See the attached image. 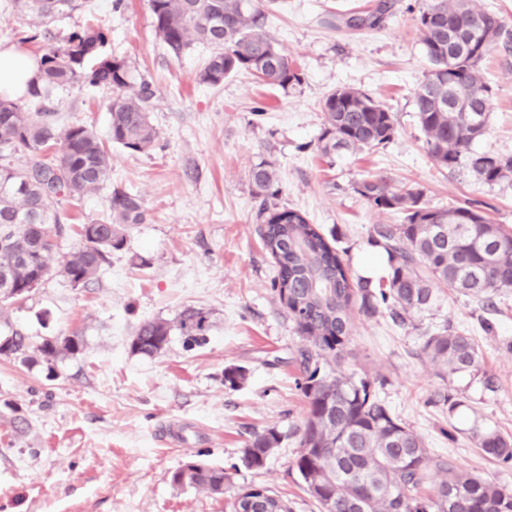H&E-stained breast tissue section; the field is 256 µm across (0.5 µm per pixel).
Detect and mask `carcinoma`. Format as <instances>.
<instances>
[{"mask_svg":"<svg viewBox=\"0 0 512 512\" xmlns=\"http://www.w3.org/2000/svg\"><path fill=\"white\" fill-rule=\"evenodd\" d=\"M275 0H149L156 37L176 57L195 45L211 49L199 71L202 83L217 87L228 76L249 72L283 88L301 81L295 60L285 54L267 29V12ZM32 16L46 20L73 7L72 0H24ZM387 0L342 15L347 28L374 29L390 15ZM431 69L417 87L414 106L433 165L454 172L465 168L489 185L512 176V157L478 153L474 143L487 131L492 88L482 72L490 50L512 51V27L495 12L475 7L472 0H426L416 17ZM106 35L96 24L70 32L48 45L43 71L31 85L28 99H0V226L14 224L12 244L0 246V275L26 286L52 269L73 287L89 284L119 249L131 224H143L146 211L140 196L115 186L108 215L80 225L79 245L60 257L59 241L65 206L98 191L111 179V156L99 137L81 123L58 126L48 107L52 91L61 86L90 84L112 90L108 111L109 137L129 153L154 146L158 132L150 121L153 91L133 75L129 63L102 53ZM323 128L318 138L323 154L338 150H376L394 137L395 115L382 102L352 88H339L321 103ZM58 151L47 155L52 147ZM36 155L18 166L14 154ZM256 187L269 191L274 170L253 171ZM355 191L373 208L396 211L399 224H376L372 242L386 252L390 273L371 287L355 282L343 259L316 225L297 210L263 205L261 237L276 264L273 291L303 340L291 361L301 370L298 383L307 416L298 429L294 461L303 489L319 512H512V491L481 476L460 473L449 459L432 454L422 437L381 400L370 379L346 371L351 316L384 308L391 320L407 325L412 315L429 309L435 287L451 288L479 298L484 305L512 290V230L493 224L471 203L446 209L421 203V189H397L375 175ZM202 336L207 317L184 311L176 324L161 319L138 325L131 351L159 354L173 329ZM78 335L53 336L31 349L29 337L9 327L0 339V356H24L46 364L78 353ZM421 354L452 377L479 373V350L464 330L446 326L424 337ZM433 403L453 412L462 406L450 388ZM487 456L512 467V438L498 431L472 432ZM281 442L276 428L254 433L242 450V464L265 468ZM442 476L433 494H421L433 476ZM231 474L222 467L192 459L170 474V482L212 495L224 494ZM261 512H292L288 503L262 484L246 487Z\"/></svg>","mask_w":512,"mask_h":512,"instance_id":"1","label":"carcinoma"}]
</instances>
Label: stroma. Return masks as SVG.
<instances>
[{"label":"stroma","instance_id":"obj_1","mask_svg":"<svg viewBox=\"0 0 512 512\" xmlns=\"http://www.w3.org/2000/svg\"><path fill=\"white\" fill-rule=\"evenodd\" d=\"M77 2L71 13L36 25L20 0H0V44L38 58L52 39L103 25L104 54L126 59L155 92L150 118L159 139L136 154L109 145L111 185L70 208L73 230L60 249L79 244L77 226L106 215L111 186L140 195L148 219L128 227L123 247L87 286L71 287L54 273L25 298L0 300L1 337L13 324L35 346L48 336L84 340L52 374L41 362L0 357V512H231L230 495L171 484L170 473L197 454L232 468L233 489L260 483L293 512H317L293 465L306 406L297 387L301 373L289 357L302 340L271 286L275 264L258 234L264 196L253 169L273 166L274 204L306 214L355 280L388 275L386 253L371 243L372 227L401 220L373 209L356 183L381 174L393 187L420 188L426 205L467 200L512 229V180L490 186L465 169L439 170L427 157L413 108L429 69L413 13L421 0H395L384 25L362 31L337 26L336 16L367 0H277L268 30L301 73L300 83L285 88L245 72L217 87L199 83L207 48L171 56L154 33L149 0ZM483 70L493 95L488 131L474 149L512 156V53L494 50ZM341 87L395 113L397 132L384 149L321 155V103ZM111 96L88 85L56 88L58 125L79 122L107 139ZM190 308L208 318L203 342L176 330L159 355L131 352L142 321H173ZM448 324L473 336L480 368L498 378V391L484 390L473 375L442 377L421 354L425 334ZM509 340L512 291L488 309L444 288L410 327L396 326L382 311L354 313L346 366L375 381L379 397L431 453L512 490V470L471 438L475 429L512 434ZM231 366L246 373L234 388L224 383ZM450 387L464 401L453 412L432 403ZM270 427L283 438L265 468L240 466L253 432ZM451 427L452 440L444 435Z\"/></svg>","mask_w":512,"mask_h":512}]
</instances>
